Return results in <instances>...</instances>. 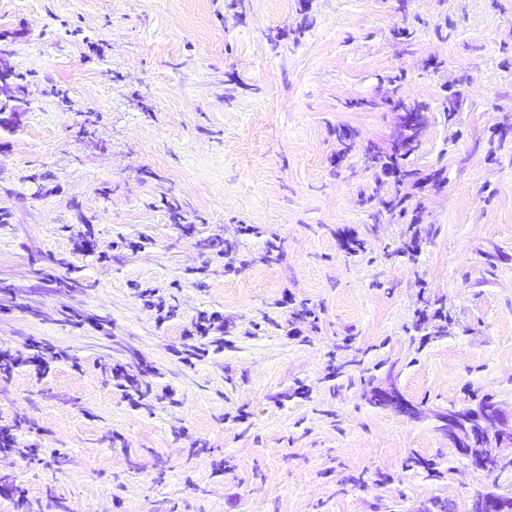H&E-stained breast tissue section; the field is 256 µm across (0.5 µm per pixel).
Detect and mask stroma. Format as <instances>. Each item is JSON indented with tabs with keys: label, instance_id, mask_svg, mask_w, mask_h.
<instances>
[{
	"label": "stroma",
	"instance_id": "1",
	"mask_svg": "<svg viewBox=\"0 0 512 512\" xmlns=\"http://www.w3.org/2000/svg\"><path fill=\"white\" fill-rule=\"evenodd\" d=\"M0 64V346L67 354L0 384L40 449L0 457V512L512 496V470L475 468L437 421L512 409V0H0ZM394 93L430 106L407 167L444 178L395 218L366 160ZM202 313L223 339L186 367ZM385 388L418 417L371 404ZM113 385L121 391L122 396L133 406L141 405L145 398V393L141 389V384L137 375L131 374L127 366L115 364L109 371Z\"/></svg>",
	"mask_w": 512,
	"mask_h": 512
}]
</instances>
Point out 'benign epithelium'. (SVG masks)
I'll use <instances>...</instances> for the list:
<instances>
[{"label": "benign epithelium", "instance_id": "benign-epithelium-1", "mask_svg": "<svg viewBox=\"0 0 512 512\" xmlns=\"http://www.w3.org/2000/svg\"><path fill=\"white\" fill-rule=\"evenodd\" d=\"M375 400L417 417L414 406L393 389L379 392ZM438 420L448 433V441L477 468L485 465L488 457L500 458L502 442L512 440V411L494 400L474 407L450 409L438 415ZM471 512H512V502L497 493L487 492L474 500Z\"/></svg>", "mask_w": 512, "mask_h": 512}]
</instances>
